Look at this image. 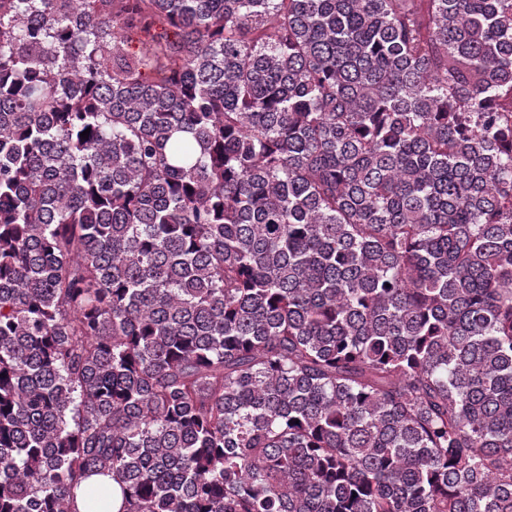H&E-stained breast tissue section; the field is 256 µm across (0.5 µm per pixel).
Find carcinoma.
<instances>
[{
    "label": "carcinoma",
    "instance_id": "1",
    "mask_svg": "<svg viewBox=\"0 0 512 512\" xmlns=\"http://www.w3.org/2000/svg\"><path fill=\"white\" fill-rule=\"evenodd\" d=\"M98 474L512 512V0H0V512Z\"/></svg>",
    "mask_w": 512,
    "mask_h": 512
}]
</instances>
